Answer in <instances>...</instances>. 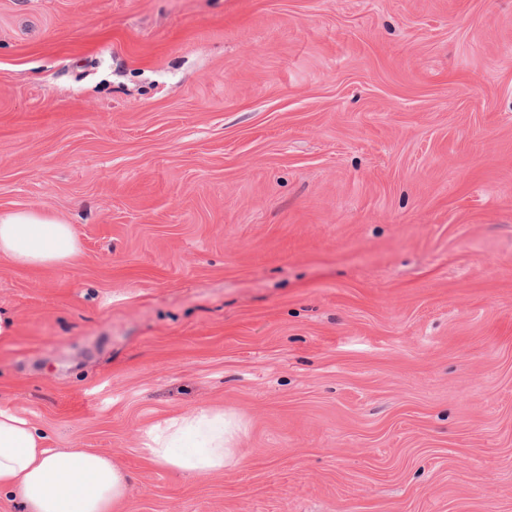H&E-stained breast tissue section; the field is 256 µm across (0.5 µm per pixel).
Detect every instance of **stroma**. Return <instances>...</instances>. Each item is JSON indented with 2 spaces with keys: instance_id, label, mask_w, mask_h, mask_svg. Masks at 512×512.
Returning <instances> with one entry per match:
<instances>
[{
  "instance_id": "1",
  "label": "stroma",
  "mask_w": 512,
  "mask_h": 512,
  "mask_svg": "<svg viewBox=\"0 0 512 512\" xmlns=\"http://www.w3.org/2000/svg\"><path fill=\"white\" fill-rule=\"evenodd\" d=\"M0 409L120 512H512V0H0ZM222 411L186 475L151 426ZM77 251L70 224L36 209L0 214V254L14 262L56 265L70 260ZM238 430L224 412L203 411L171 418L163 427L152 426L142 451L154 464L182 473L220 472L236 463L233 446Z\"/></svg>"
}]
</instances>
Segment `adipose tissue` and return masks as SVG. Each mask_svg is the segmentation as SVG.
I'll return each mask as SVG.
<instances>
[{
  "mask_svg": "<svg viewBox=\"0 0 512 512\" xmlns=\"http://www.w3.org/2000/svg\"><path fill=\"white\" fill-rule=\"evenodd\" d=\"M78 251L71 225L27 209L0 214V254L14 262L49 266ZM238 426L223 412L203 411L152 426L144 450L154 464L189 474L235 464ZM126 473L89 450L59 452L27 418L0 410V489L16 491L24 512H114L125 495Z\"/></svg>",
  "mask_w": 512,
  "mask_h": 512,
  "instance_id": "1",
  "label": "adipose tissue"
}]
</instances>
